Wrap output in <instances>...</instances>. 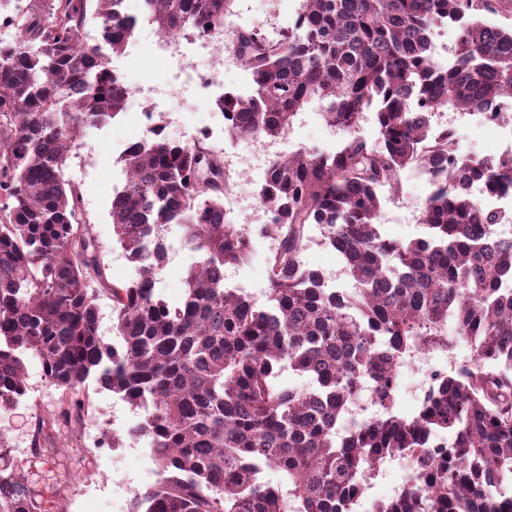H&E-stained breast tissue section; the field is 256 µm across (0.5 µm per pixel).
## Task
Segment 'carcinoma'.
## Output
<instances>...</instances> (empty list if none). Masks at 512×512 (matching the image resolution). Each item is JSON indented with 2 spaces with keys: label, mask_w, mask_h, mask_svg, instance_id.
Returning a JSON list of instances; mask_svg holds the SVG:
<instances>
[{
  "label": "carcinoma",
  "mask_w": 512,
  "mask_h": 512,
  "mask_svg": "<svg viewBox=\"0 0 512 512\" xmlns=\"http://www.w3.org/2000/svg\"><path fill=\"white\" fill-rule=\"evenodd\" d=\"M17 2L5 19L18 36L0 40V413L25 395L29 359L70 405L93 378L144 411L129 434L148 442L159 479L134 512H355L374 463L407 456L417 481L372 512H512V237L486 203L512 191V154L462 156L454 131L427 124L440 109L512 99V27L490 20V0H303L275 40L236 30L227 47L252 94L226 92L215 110L272 139L315 104L344 138L331 153L302 148L273 163L263 203L279 246L262 301L224 287V267L250 251L249 233L224 223L223 156L160 130L127 152L132 178L111 218L138 277L108 288L115 344L99 333V246L64 170L86 130L125 110L129 88L103 49L123 52L135 27L124 0ZM142 2L159 29L182 35L234 15V0ZM91 17L94 44L81 38ZM448 27L456 39L440 62L433 37ZM370 110L376 145L358 135ZM440 161L424 236L387 237L378 188L407 167L431 176ZM170 224L200 253L178 300L144 283L162 268ZM313 224L347 264L351 290L329 291L300 267ZM450 324L470 364L439 382L421 414L398 415L395 369L422 348L453 346ZM285 367L312 385L282 387ZM363 382L384 411L343 442L336 424ZM7 448L0 433V512H36ZM268 469L282 483H267Z\"/></svg>",
  "instance_id": "1"
}]
</instances>
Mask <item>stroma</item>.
I'll return each mask as SVG.
<instances>
[{"instance_id":"35a3bbf8","label":"stroma","mask_w":512,"mask_h":512,"mask_svg":"<svg viewBox=\"0 0 512 512\" xmlns=\"http://www.w3.org/2000/svg\"><path fill=\"white\" fill-rule=\"evenodd\" d=\"M301 7L300 0H235V13L250 21H268L285 28ZM109 65L130 89L167 88L172 65L150 53L147 42L133 37L125 51L108 58ZM214 95L172 93L160 102L169 119L168 134L184 139L195 128L209 126L216 143H223L220 115L213 111ZM136 117L120 113L113 124L88 130L77 142L66 180L78 186L82 213L99 245L103 273L108 282H129L137 266L115 242L111 219L112 196L119 183V153L124 141L140 136ZM460 153L486 158L501 154L498 138L469 119L456 128ZM171 248L156 280V291L176 300L183 293L187 269L200 255L183 239L180 227L168 233ZM61 389L44 377L40 364L27 363V391L18 407L0 416V430L9 442V463L32 490L47 512H131L136 494L155 485L157 469L149 449L129 438L139 413L94 381H87L80 397L82 409L63 420ZM122 436L123 445L108 447L106 432Z\"/></svg>"}]
</instances>
